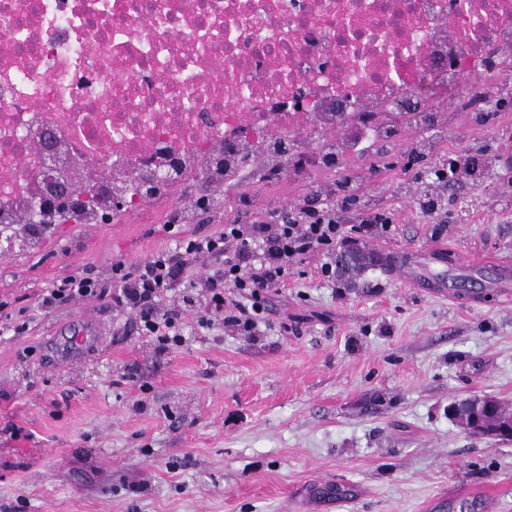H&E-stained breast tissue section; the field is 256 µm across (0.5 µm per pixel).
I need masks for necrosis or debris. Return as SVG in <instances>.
Wrapping results in <instances>:
<instances>
[{
    "label": "necrosis or debris",
    "mask_w": 512,
    "mask_h": 512,
    "mask_svg": "<svg viewBox=\"0 0 512 512\" xmlns=\"http://www.w3.org/2000/svg\"><path fill=\"white\" fill-rule=\"evenodd\" d=\"M419 0H0V223L22 224L43 148L22 128H50L86 180L120 191L137 173L177 160L186 177L246 151L291 141L307 121L336 132L348 156L362 130L355 112L373 115L375 136L393 125V103L422 85L447 101L460 79L429 68V56L461 46L472 57L492 50L512 61V0H466L465 21ZM333 17L337 31L323 35ZM494 26L497 41L484 44ZM284 50L266 55L264 43ZM223 46V58L214 49ZM302 86L312 112L289 108ZM347 92L354 112L337 109Z\"/></svg>",
    "instance_id": "necrosis-or-debris-1"
}]
</instances>
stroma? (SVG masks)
I'll return each instance as SVG.
<instances>
[{"label": "stroma", "mask_w": 512, "mask_h": 512, "mask_svg": "<svg viewBox=\"0 0 512 512\" xmlns=\"http://www.w3.org/2000/svg\"><path fill=\"white\" fill-rule=\"evenodd\" d=\"M444 112L435 130L386 142L394 165L353 157L334 173L292 169L224 184L222 217L192 224H61L0 255V512H460L459 494L493 495L512 512V440L469 434L449 403L492 397L512 409V301L453 302L448 265L421 260L416 283L368 268L328 282L326 255L298 261L250 332L183 314L180 344L139 332L111 295L40 297L66 275L136 264L228 224H275L324 181L353 179L393 232L347 245L412 254L445 245L512 265V110ZM471 143L499 157L480 181L416 201L403 152L420 138ZM96 321L99 345L65 360L69 329Z\"/></svg>", "instance_id": "stroma-1"}]
</instances>
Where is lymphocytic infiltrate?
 <instances>
[{
	"instance_id": "1",
	"label": "lymphocytic infiltrate",
	"mask_w": 512,
	"mask_h": 512,
	"mask_svg": "<svg viewBox=\"0 0 512 512\" xmlns=\"http://www.w3.org/2000/svg\"><path fill=\"white\" fill-rule=\"evenodd\" d=\"M335 208L294 209L278 224H228L220 234L183 239L174 251L139 264L116 261L107 282L90 271L71 275L44 292L41 304L97 298L111 286L117 301L138 318L141 332L163 342L181 343L186 306L197 309L200 323L219 317L248 332L264 317L268 292L286 281L292 263L311 252L335 251L349 230L337 221ZM217 255L224 258L222 277H197L177 303L161 307L185 264Z\"/></svg>"
}]
</instances>
